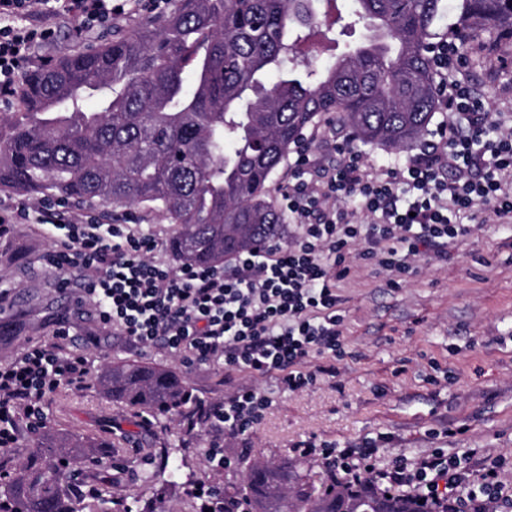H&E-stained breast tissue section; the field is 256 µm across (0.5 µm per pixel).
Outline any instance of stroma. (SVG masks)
I'll return each instance as SVG.
<instances>
[{
  "mask_svg": "<svg viewBox=\"0 0 512 512\" xmlns=\"http://www.w3.org/2000/svg\"><path fill=\"white\" fill-rule=\"evenodd\" d=\"M141 10L126 9L111 22L76 32L68 17L55 21L54 37L36 48L50 60L111 38L114 30L136 24ZM499 43L494 31L480 33L466 48L465 74L490 109L512 90V41L499 43L500 58L484 53ZM37 197L0 191V211L27 206L29 217L0 241V360L25 347L52 339L59 324L70 328L68 347L87 356L94 373L105 366L135 362L179 371L197 396L223 401L229 389L217 367H186L166 349L129 343L112 328L77 306L82 280L72 275L63 288L46 269L53 240L38 224ZM102 224H139L159 242L172 227L142 207L110 210L92 206ZM470 236L443 262L422 256L414 271L390 287L371 261L362 259L363 243L350 248L354 270L343 283L342 314L346 354L336 376L319 377L308 388L289 392L275 380L258 381L271 406L248 440L228 438L224 453L232 467L209 468L205 437L188 438L178 416H155L143 425L138 412L106 397L97 384L81 391L59 387L45 401L47 428L63 436L112 443L110 452L82 466L78 480L127 512H198L189 486L172 487L160 477L163 462L177 466L181 478L230 487L248 465L269 461L288 465L314 481L322 465L291 453L313 438L342 445L380 439L378 457L414 459L441 448L450 454L474 450L477 457L512 463V220L485 222L474 213Z\"/></svg>",
  "mask_w": 512,
  "mask_h": 512,
  "instance_id": "1",
  "label": "stroma"
}]
</instances>
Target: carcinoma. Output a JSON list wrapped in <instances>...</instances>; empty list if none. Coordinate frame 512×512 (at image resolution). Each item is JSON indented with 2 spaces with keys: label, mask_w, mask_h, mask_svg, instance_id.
<instances>
[{
  "label": "carcinoma",
  "mask_w": 512,
  "mask_h": 512,
  "mask_svg": "<svg viewBox=\"0 0 512 512\" xmlns=\"http://www.w3.org/2000/svg\"><path fill=\"white\" fill-rule=\"evenodd\" d=\"M339 2L174 0L162 18L29 71L16 109L0 113V190L157 212L176 225L168 250L182 263L279 242L267 183L322 116L364 144L404 151L439 106L427 52L448 36L446 0H352L349 12ZM453 11L473 34L512 31V0H455ZM342 22L362 25L364 41L300 71ZM99 384L116 403L164 414L191 392L177 372L134 362L105 368ZM109 447L40 434L0 490V512H110L68 481L67 466ZM226 494L251 512H426L408 493L316 486L281 464L250 468Z\"/></svg>",
  "instance_id": "obj_1"
}]
</instances>
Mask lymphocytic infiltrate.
I'll return each instance as SVG.
<instances>
[{
  "label": "lymphocytic infiltrate",
  "instance_id": "obj_1",
  "mask_svg": "<svg viewBox=\"0 0 512 512\" xmlns=\"http://www.w3.org/2000/svg\"><path fill=\"white\" fill-rule=\"evenodd\" d=\"M128 0H0V103L10 101L15 79L36 45L52 38L53 23L69 15L81 30L111 21ZM463 37L450 31L429 49L439 103L452 116L420 152L398 167H376L349 141L336 160L319 166L299 145L281 206L296 232L287 246L238 255L232 269L173 265L156 260L159 241L133 224H100L78 215L59 225L46 263L57 278L80 272L97 317L138 345L161 344L189 365H223L225 382L244 372L276 379L297 391L318 375L335 374L343 357L339 283L351 267L353 243L389 278L409 274L421 254H448L465 239L461 215L482 209L490 218H512V125L491 115L461 74ZM366 214L368 223L356 221ZM67 329L0 363V449L17 444V424L45 428L46 397L62 386L88 385V359L66 352ZM272 400L250 385H234L223 403L196 399L187 432L207 425L206 457L230 466L225 436H246ZM294 454L320 461L332 482H362L412 494L430 512H512L506 463L488 457L474 472L471 453L451 456L437 448L416 460L378 465L373 441L338 446L313 439L294 444Z\"/></svg>",
  "mask_w": 512,
  "mask_h": 512
}]
</instances>
